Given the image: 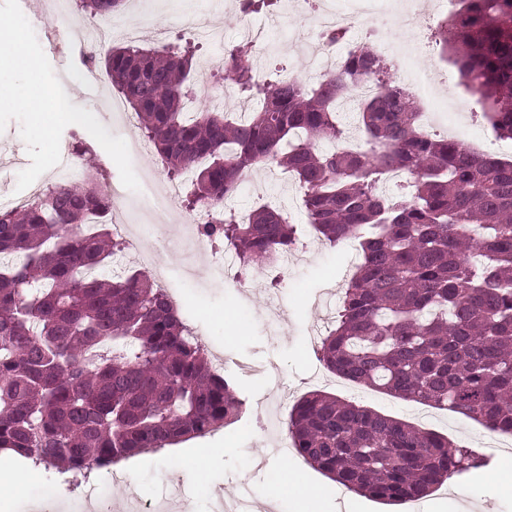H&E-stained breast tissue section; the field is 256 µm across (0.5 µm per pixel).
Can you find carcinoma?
<instances>
[{
	"label": "carcinoma",
	"instance_id": "obj_1",
	"mask_svg": "<svg viewBox=\"0 0 512 512\" xmlns=\"http://www.w3.org/2000/svg\"><path fill=\"white\" fill-rule=\"evenodd\" d=\"M123 3L80 0L101 17ZM434 41L496 137L512 140V0H461ZM194 60L188 42L126 44L105 67L169 178L193 169L186 207L211 214L201 233L243 271L290 249L299 225L284 210L240 219L224 206L248 171L289 173L321 241L354 239L362 254L322 340L326 368L512 435V160L426 132L371 46L312 86L279 67L258 72L247 43L224 48L220 80L257 104L239 119L216 106L189 112ZM370 75L377 90L355 109L356 143L340 106ZM393 172L406 185L386 197L379 184ZM109 210L107 196L78 185L0 208V450L60 473L203 437L239 410L164 289L138 271L99 272L125 249ZM287 435L306 462L385 502L420 500L480 465L441 434L322 391L295 405Z\"/></svg>",
	"mask_w": 512,
	"mask_h": 512
}]
</instances>
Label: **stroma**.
I'll list each match as a JSON object with an SVG mask.
<instances>
[{
	"label": "stroma",
	"mask_w": 512,
	"mask_h": 512,
	"mask_svg": "<svg viewBox=\"0 0 512 512\" xmlns=\"http://www.w3.org/2000/svg\"><path fill=\"white\" fill-rule=\"evenodd\" d=\"M67 20L37 21L35 6L24 0H0V24L19 33L25 55L34 70L15 67L8 45L0 36V201L24 200L61 180L58 146L72 148L82 140L91 148V160L102 179L123 188L124 196L112 199L108 225H121L127 247L123 266L130 271L161 273L162 286L178 303L179 317L199 332L208 356L223 358L222 373L241 402L237 418L203 437L191 438L158 452H144L105 467L93 468L87 477L35 464L20 456L10 464L0 463V512H31L33 503L67 499L74 512L85 496L109 498L113 512H127L134 502L155 503L180 489L181 512H213L217 497L231 498L248 489L254 512H462L469 500L480 502L483 512H512V490L507 489V469L512 466V437L504 436L500 448L489 447L490 433L463 415L434 408L422 429L448 436L483 458L484 466L463 476H451L429 496L402 505H388L345 489L308 464L295 451L284 452L279 443L287 436L286 422L302 397L317 391L314 373L324 365L309 338L320 324L322 300L340 302L342 278L353 251L349 243L332 248L308 239L288 249L287 267L278 281H271L263 267L244 277L249 292L226 287L208 264V254L181 247L173 252L170 240L181 238L180 227L187 209L176 199L166 223H153L149 203L169 178L158 162L152 143L132 152L131 139H141V130L130 131L122 117L112 111L116 91L103 64H96L94 79L75 78L77 55L74 30L91 22L90 12L78 0H65ZM149 9L152 27L141 34L145 46L183 43L190 35L183 28L184 16L192 15L210 26L221 15L224 27L217 38L198 42L197 59L223 55L236 43L245 26L263 23L266 13L241 15L239 0H139ZM62 90L72 112L92 113L95 130H75L72 123L37 121L23 104L33 87ZM461 138L487 143L496 157L512 159V140L495 138L482 119L467 113L445 115ZM250 181L227 205L243 212L268 201L280 205L296 223H304L303 192L298 183L277 168H258ZM277 301L278 326L268 325V296ZM271 367L288 384L287 392L269 388L262 372ZM327 393L390 416L412 421L409 401L379 390L349 383L330 385ZM289 468L291 483H271L266 474Z\"/></svg>",
	"instance_id": "35a3bbf8"
}]
</instances>
